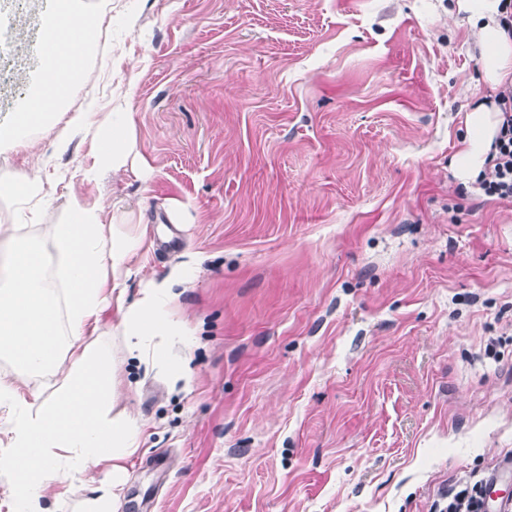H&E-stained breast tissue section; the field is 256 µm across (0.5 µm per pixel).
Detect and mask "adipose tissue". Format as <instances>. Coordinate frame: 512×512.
<instances>
[{
  "label": "adipose tissue",
  "mask_w": 512,
  "mask_h": 512,
  "mask_svg": "<svg viewBox=\"0 0 512 512\" xmlns=\"http://www.w3.org/2000/svg\"><path fill=\"white\" fill-rule=\"evenodd\" d=\"M502 0H456L463 24L475 37L484 61V78L492 85H512V36L500 25ZM38 41L43 79L0 121V156L33 149L39 132L53 134V147L65 151L73 133L90 134L94 162L83 173L95 180L125 163L133 113L63 111L84 77L85 58L97 39L80 0H53L41 13ZM499 121L491 109L476 104L465 116L464 149L455 161L458 178L480 180ZM49 194L41 178L16 171L0 177V199L11 202L20 222L0 224V262L9 275L0 284V354L21 371L63 369L50 395L22 396L17 381L0 378V407L13 412L9 430L12 451L0 466L15 475L14 512H47L48 492L67 478L108 461L112 480L100 484L84 504V512H119L123 502L124 463L139 448L141 426L129 413L109 411L116 365L97 323L102 312L116 307L129 352L144 353L155 339L182 336L168 308L178 299L168 282L142 281L138 295L126 301L124 291L108 284L110 274L127 269L140 248L136 233L105 223L102 210L72 201L66 223L54 225L53 245L60 259V281L42 275L40 248L23 233V223H37ZM70 339V362H62L63 339Z\"/></svg>",
  "instance_id": "obj_1"
}]
</instances>
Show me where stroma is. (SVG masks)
I'll use <instances>...</instances> for the list:
<instances>
[{
  "label": "stroma",
  "instance_id": "stroma-1",
  "mask_svg": "<svg viewBox=\"0 0 512 512\" xmlns=\"http://www.w3.org/2000/svg\"><path fill=\"white\" fill-rule=\"evenodd\" d=\"M0 0V118L32 88L37 7ZM107 46L75 103L135 115L133 166L84 180L90 138L0 174L137 225L132 260L194 275L187 341L130 356L142 428L120 512H432L512 458V203L463 185L470 106L496 91L448 0H83Z\"/></svg>",
  "mask_w": 512,
  "mask_h": 512
}]
</instances>
